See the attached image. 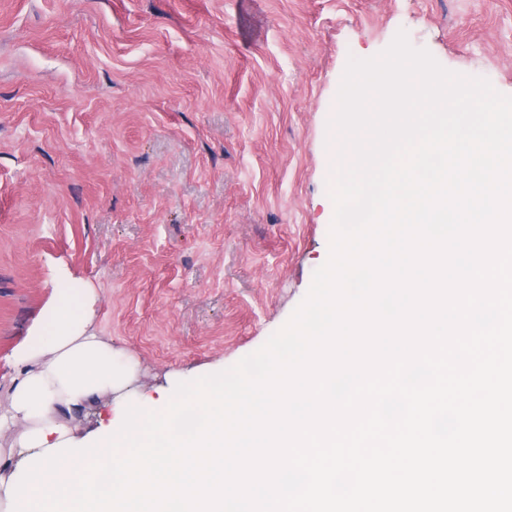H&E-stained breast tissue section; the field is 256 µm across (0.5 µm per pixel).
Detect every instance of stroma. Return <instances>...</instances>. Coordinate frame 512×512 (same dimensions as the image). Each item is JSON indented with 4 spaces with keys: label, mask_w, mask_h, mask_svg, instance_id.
<instances>
[{
    "label": "stroma",
    "mask_w": 512,
    "mask_h": 512,
    "mask_svg": "<svg viewBox=\"0 0 512 512\" xmlns=\"http://www.w3.org/2000/svg\"><path fill=\"white\" fill-rule=\"evenodd\" d=\"M401 30L512 96V0H0V413L63 281L129 369L82 430L282 328L329 256L347 61Z\"/></svg>",
    "instance_id": "stroma-1"
}]
</instances>
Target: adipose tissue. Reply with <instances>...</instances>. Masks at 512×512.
Listing matches in <instances>:
<instances>
[{
    "label": "adipose tissue",
    "mask_w": 512,
    "mask_h": 512,
    "mask_svg": "<svg viewBox=\"0 0 512 512\" xmlns=\"http://www.w3.org/2000/svg\"><path fill=\"white\" fill-rule=\"evenodd\" d=\"M94 303L93 289L55 288L49 326L18 349L10 410L0 414V431L17 430L18 452L39 453L70 439L77 413L126 384V366L90 329Z\"/></svg>",
    "instance_id": "ef3b65f1"
}]
</instances>
